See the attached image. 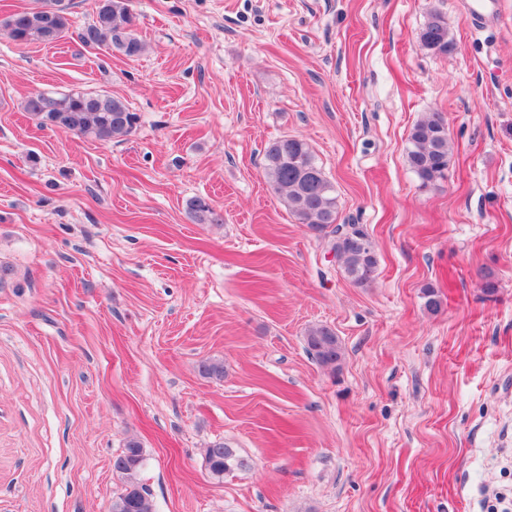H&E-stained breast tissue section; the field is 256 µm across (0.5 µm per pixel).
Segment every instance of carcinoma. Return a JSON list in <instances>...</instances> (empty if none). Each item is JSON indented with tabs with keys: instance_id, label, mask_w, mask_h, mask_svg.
Returning a JSON list of instances; mask_svg holds the SVG:
<instances>
[{
	"instance_id": "carcinoma-1",
	"label": "carcinoma",
	"mask_w": 512,
	"mask_h": 512,
	"mask_svg": "<svg viewBox=\"0 0 512 512\" xmlns=\"http://www.w3.org/2000/svg\"><path fill=\"white\" fill-rule=\"evenodd\" d=\"M134 23L128 0H99L95 20L79 29L77 38L87 47L116 50L134 60L145 51ZM3 27L19 44H51L68 35L71 20L64 0H43L38 7L10 15ZM421 42L435 55H446L455 49L447 22L438 13L432 14L422 29ZM24 109L42 127L61 128L103 142L125 140L137 121L136 113L122 99L80 90L58 95L38 91L26 100ZM409 142L407 163L422 184L445 176L449 142L443 118L434 114L417 122L410 131ZM263 169L270 188L285 198L298 223L322 237L334 236L332 250L350 281L360 286L373 281L377 258L372 242L356 225L338 223L335 189L308 144L288 136L271 142L264 151ZM187 209L199 224L221 221L207 197L190 199ZM306 348L321 366L331 370L342 359L340 341L325 325L308 329ZM203 454L210 473L218 478L245 466L234 449L222 442L203 449ZM144 461L143 448L136 440L127 441L124 451L115 457L113 470L121 488L112 499V512H154L150 493L139 478Z\"/></svg>"
}]
</instances>
